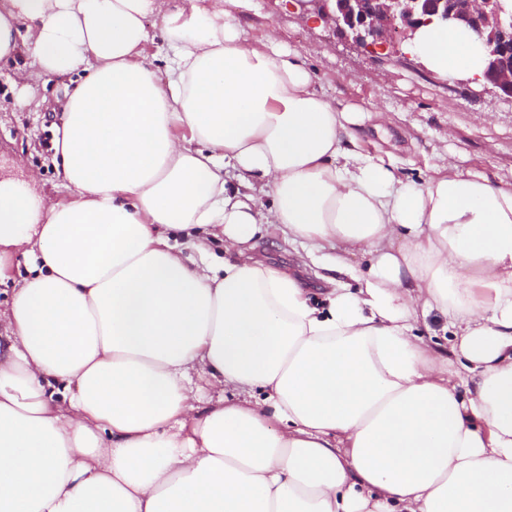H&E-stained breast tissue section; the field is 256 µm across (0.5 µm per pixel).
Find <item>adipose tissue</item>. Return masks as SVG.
I'll use <instances>...</instances> for the list:
<instances>
[{"mask_svg": "<svg viewBox=\"0 0 512 512\" xmlns=\"http://www.w3.org/2000/svg\"><path fill=\"white\" fill-rule=\"evenodd\" d=\"M224 2L0 0V63L75 82L68 200L0 181V280L25 264L0 309V512H512V184L399 178L356 134L383 112L330 100ZM404 49L483 75L464 30ZM267 226L367 268L312 300L305 264L249 256ZM435 312L449 347L419 330Z\"/></svg>", "mask_w": 512, "mask_h": 512, "instance_id": "adipose-tissue-1", "label": "adipose tissue"}]
</instances>
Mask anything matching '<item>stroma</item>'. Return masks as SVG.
Masks as SVG:
<instances>
[{"label":"stroma","mask_w":512,"mask_h":512,"mask_svg":"<svg viewBox=\"0 0 512 512\" xmlns=\"http://www.w3.org/2000/svg\"><path fill=\"white\" fill-rule=\"evenodd\" d=\"M237 21L251 37L275 31L287 48L306 55L322 91L349 104H373L388 112L381 128L360 127L368 152H388L398 177L422 181L438 165L440 150L497 182H512V105L485 94L472 96L452 79L430 74L416 59L393 62L356 50L332 29L288 12L282 0H250ZM24 60L0 67V174L29 182L45 202L65 200L50 162V124L66 94L60 82L29 75L13 83ZM41 101L30 111L19 89Z\"/></svg>","instance_id":"1"}]
</instances>
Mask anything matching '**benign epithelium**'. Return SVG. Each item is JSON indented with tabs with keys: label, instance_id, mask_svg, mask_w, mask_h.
I'll return each mask as SVG.
<instances>
[{
	"label": "benign epithelium",
	"instance_id": "obj_1",
	"mask_svg": "<svg viewBox=\"0 0 512 512\" xmlns=\"http://www.w3.org/2000/svg\"><path fill=\"white\" fill-rule=\"evenodd\" d=\"M290 10L311 17L351 39L367 52L392 56L403 42L436 21L464 27L486 48L484 82L456 83L474 95L492 93L512 104V16L506 17L498 0H288Z\"/></svg>",
	"mask_w": 512,
	"mask_h": 512
}]
</instances>
